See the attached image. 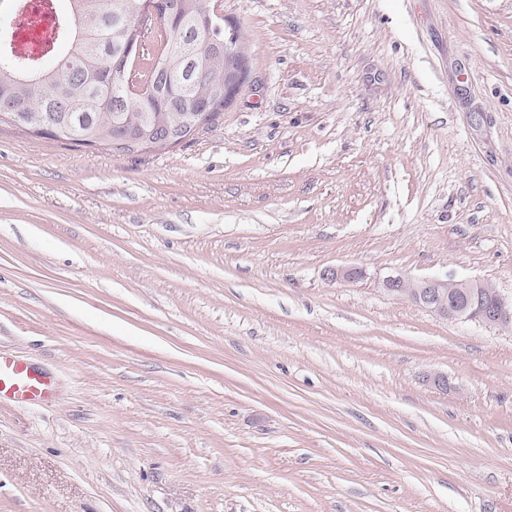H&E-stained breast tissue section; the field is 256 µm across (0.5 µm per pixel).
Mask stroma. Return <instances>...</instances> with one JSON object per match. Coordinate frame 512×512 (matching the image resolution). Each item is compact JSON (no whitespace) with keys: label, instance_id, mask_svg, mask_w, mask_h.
<instances>
[{"label":"stroma","instance_id":"stroma-1","mask_svg":"<svg viewBox=\"0 0 512 512\" xmlns=\"http://www.w3.org/2000/svg\"><path fill=\"white\" fill-rule=\"evenodd\" d=\"M223 9L249 78L179 145L0 120V353L59 382L0 512H512V328L379 285L512 298V0ZM379 285L388 294L409 299L448 320L512 327V299L505 300L495 286L488 288L486 280L414 278L394 272L381 278Z\"/></svg>","mask_w":512,"mask_h":512}]
</instances>
